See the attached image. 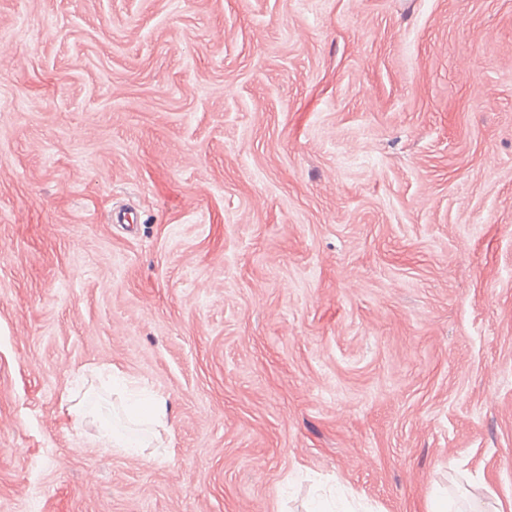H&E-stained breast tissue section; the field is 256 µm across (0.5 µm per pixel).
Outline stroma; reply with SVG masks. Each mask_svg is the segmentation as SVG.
<instances>
[{
    "instance_id": "obj_1",
    "label": "stroma",
    "mask_w": 512,
    "mask_h": 512,
    "mask_svg": "<svg viewBox=\"0 0 512 512\" xmlns=\"http://www.w3.org/2000/svg\"><path fill=\"white\" fill-rule=\"evenodd\" d=\"M104 368L167 455L91 447ZM476 483L512 512V0H0V512ZM62 406H65L67 420L71 428L76 431H81L84 424L88 420L89 414L83 403V399L79 398V393L73 390H66L61 394ZM150 408L146 412L145 404L139 400H134L130 405V413L133 418L139 419L145 417L148 423L157 429H165L166 425V401L161 396H154L149 400Z\"/></svg>"
}]
</instances>
